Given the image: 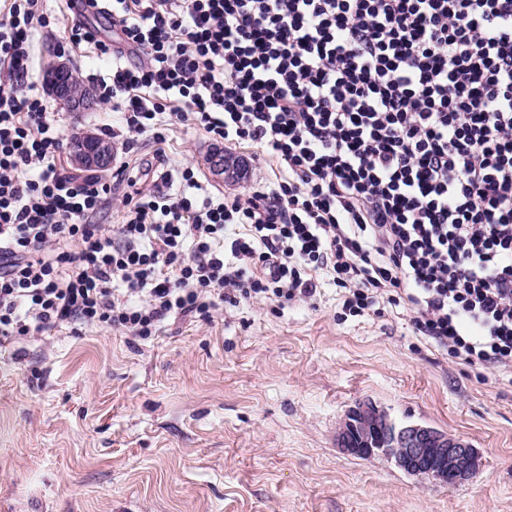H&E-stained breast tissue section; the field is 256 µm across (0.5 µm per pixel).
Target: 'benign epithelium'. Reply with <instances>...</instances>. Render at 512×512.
I'll return each mask as SVG.
<instances>
[{"label":"benign epithelium","mask_w":512,"mask_h":512,"mask_svg":"<svg viewBox=\"0 0 512 512\" xmlns=\"http://www.w3.org/2000/svg\"><path fill=\"white\" fill-rule=\"evenodd\" d=\"M53 86L57 98L72 112H83L95 104L90 89L75 95L58 79ZM69 154L78 168H106L112 162V146L93 134L71 140ZM210 165L220 176L239 171V162L220 150L211 154ZM337 445L351 456L370 459L386 455L408 474L445 484L468 480L479 471L478 453L468 441L431 426L400 421L370 401L359 402L348 411Z\"/></svg>","instance_id":"1"}]
</instances>
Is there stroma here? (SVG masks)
Instances as JSON below:
<instances>
[{"label":"stroma","instance_id":"1","mask_svg":"<svg viewBox=\"0 0 512 512\" xmlns=\"http://www.w3.org/2000/svg\"><path fill=\"white\" fill-rule=\"evenodd\" d=\"M63 35L35 38L32 81L61 57L99 72L60 52ZM217 147L177 125L126 175L180 189L147 174L162 154L230 198L273 179L249 145L232 153L244 176L216 175ZM338 303L324 283L310 302L227 305L146 340L97 328L0 345V512H512V383L467 375L398 309L343 318ZM363 400L466 439L476 477L443 485L343 453L339 426Z\"/></svg>","mask_w":512,"mask_h":512}]
</instances>
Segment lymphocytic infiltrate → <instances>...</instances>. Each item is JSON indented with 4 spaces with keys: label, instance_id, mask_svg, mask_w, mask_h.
I'll return each instance as SVG.
<instances>
[{
    "label": "lymphocytic infiltrate",
    "instance_id": "obj_1",
    "mask_svg": "<svg viewBox=\"0 0 512 512\" xmlns=\"http://www.w3.org/2000/svg\"><path fill=\"white\" fill-rule=\"evenodd\" d=\"M65 0L67 44L135 149L174 124L276 161L233 198L67 176L29 79L47 0H0V336L132 337L221 304L380 301L461 364L512 380V0Z\"/></svg>",
    "mask_w": 512,
    "mask_h": 512
}]
</instances>
